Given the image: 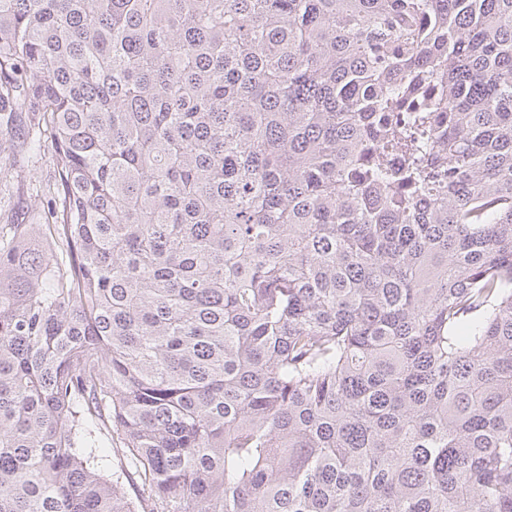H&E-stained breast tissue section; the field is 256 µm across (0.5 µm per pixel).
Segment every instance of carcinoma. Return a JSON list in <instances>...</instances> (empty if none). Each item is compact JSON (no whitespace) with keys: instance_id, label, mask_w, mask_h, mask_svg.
I'll return each instance as SVG.
<instances>
[{"instance_id":"obj_1","label":"carcinoma","mask_w":512,"mask_h":512,"mask_svg":"<svg viewBox=\"0 0 512 512\" xmlns=\"http://www.w3.org/2000/svg\"><path fill=\"white\" fill-rule=\"evenodd\" d=\"M0 512H512V0H0ZM54 176L52 153L42 143L34 149L16 158L10 178L0 177V225L1 224H39V213L47 211L48 198L33 206L32 193L40 185L45 187Z\"/></svg>"}]
</instances>
